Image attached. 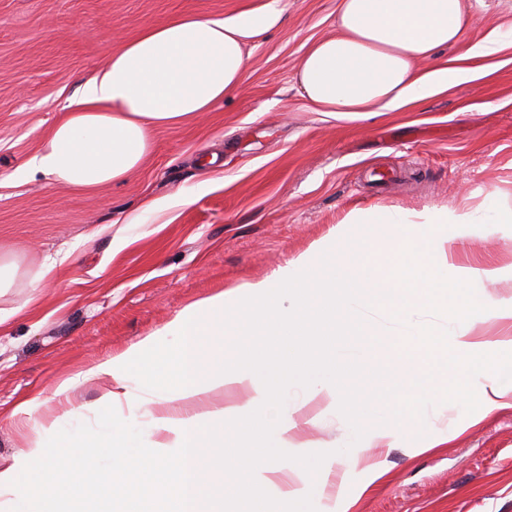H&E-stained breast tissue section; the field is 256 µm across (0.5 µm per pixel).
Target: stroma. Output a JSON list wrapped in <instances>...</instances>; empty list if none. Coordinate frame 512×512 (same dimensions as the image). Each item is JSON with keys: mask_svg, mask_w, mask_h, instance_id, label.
<instances>
[{"mask_svg": "<svg viewBox=\"0 0 512 512\" xmlns=\"http://www.w3.org/2000/svg\"><path fill=\"white\" fill-rule=\"evenodd\" d=\"M262 0H0V260L16 263L0 290V469L19 449L70 429L84 442L111 412L120 458L165 441L151 413L105 407L103 385L59 396L62 380L146 336L174 348L165 326L191 304L312 254L336 266L326 243L336 228L368 240L380 258L385 224H344L355 208L408 214L445 207L481 215L457 239L449 267L512 264V0H483L464 41L440 61L494 33L505 43L492 80L454 87L405 112L355 121L321 115L296 82L307 44L334 31L337 0H286L278 27L251 49L240 89L195 119L158 130L147 163L126 181L88 192L20 166L41 147L68 99L143 28L193 13L221 17ZM153 200L167 207L149 209ZM66 261L43 274L46 256ZM38 406L18 411L20 401ZM418 432L352 443L338 413L314 396L299 411L287 452L335 448L310 484L308 512L337 497L352 512H512V409L478 418V402L435 397ZM442 444L428 449L432 439ZM385 474L366 493L365 470Z\"/></svg>", "mask_w": 512, "mask_h": 512, "instance_id": "1", "label": "stroma"}]
</instances>
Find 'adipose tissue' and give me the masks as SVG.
<instances>
[{
  "mask_svg": "<svg viewBox=\"0 0 512 512\" xmlns=\"http://www.w3.org/2000/svg\"><path fill=\"white\" fill-rule=\"evenodd\" d=\"M470 0H338L333 34L314 40L298 69L301 91L315 111L331 118L356 120L379 112H403L448 89L490 76L503 49L493 35L478 39L462 56L437 63L439 52L456 45L472 25ZM282 0L224 17L179 15L145 28L115 49L106 66L70 99L64 117L25 167L55 183L94 190L121 182L145 163L159 129L208 111L235 93L250 68L247 48L276 28ZM390 225L394 247L383 261L370 256L342 257L330 277L316 276L309 256L292 269L205 297L178 314L165 329L179 337L178 348L160 359L156 338L148 336L126 351L60 382L56 395L84 382L110 385L105 402L120 399L136 407L156 400L171 404L170 413L155 417L156 430L175 436L178 448L164 462L147 458L131 475L133 493L121 512H216L212 477L223 471L250 499L251 512H266L264 490L275 466L267 455L271 437L287 439L296 428L293 409L282 396L294 382V362L269 378L267 359L253 349L214 363L200 339L223 335L209 316L236 306L261 312L269 336L302 333L300 310L307 291L323 293V310L334 313L356 305L409 322L410 345L391 373L385 360L362 361L358 372L389 376L393 435L418 431L421 404L445 393L450 398L477 396L482 416L512 403V340L502 357H489L486 344L471 341L476 323L512 320V303L482 293L486 279L512 275V266L466 267L448 286V250L475 218L467 212L436 209L406 219L388 212L381 218L354 210L348 224ZM452 314L454 325L439 331L418 321L420 312ZM456 370L455 383L439 386L438 378ZM138 393H131V382ZM244 386L252 406L240 422L256 463L237 465L238 444L209 454V438L198 415L183 407L217 387ZM67 434L55 433L44 446L26 448L10 468L0 470V493L13 496L18 512H112L108 506L113 474L102 475L97 463L111 453L112 433L84 442L82 452L66 455ZM169 485L165 498L158 489Z\"/></svg>",
  "mask_w": 512,
  "mask_h": 512,
  "instance_id": "obj_1",
  "label": "adipose tissue"
}]
</instances>
